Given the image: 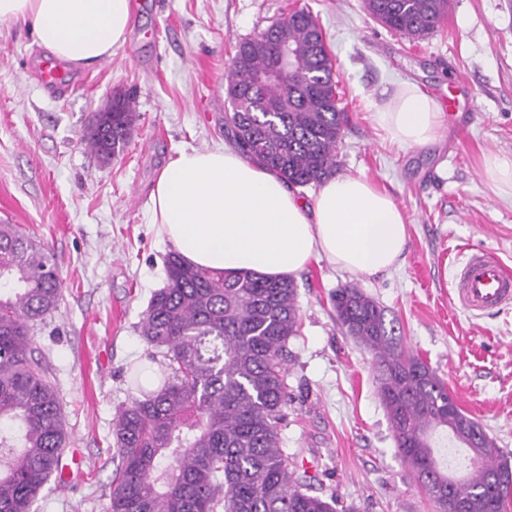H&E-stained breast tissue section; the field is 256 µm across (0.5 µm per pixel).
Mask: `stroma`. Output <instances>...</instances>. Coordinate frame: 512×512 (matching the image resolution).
I'll return each mask as SVG.
<instances>
[{
  "instance_id": "obj_1",
  "label": "stroma",
  "mask_w": 512,
  "mask_h": 512,
  "mask_svg": "<svg viewBox=\"0 0 512 512\" xmlns=\"http://www.w3.org/2000/svg\"><path fill=\"white\" fill-rule=\"evenodd\" d=\"M132 2L125 43L74 68L56 98L34 73L47 50L26 26L0 27V213L54 256L62 298L34 328V344L63 399L67 446L83 456L73 476L51 478L32 512H109L112 420L136 395L128 371L148 355L138 325L172 250L150 222L153 182L177 150L228 146L225 71L235 45L301 8L335 60L345 113L335 172L388 192L409 241L386 275L357 281L322 259L295 279L299 332L288 345L281 438L313 493L348 512H436L397 452L372 357L337 322L331 295L354 283L378 302L405 350L512 453V305L472 316L452 302L472 249L512 267V197L497 194L482 168L485 154L512 157V0H450L419 41L382 26L364 0ZM460 79L470 107L445 115L429 144L399 148L372 118L394 83H417L439 100ZM122 92L133 93L139 120L123 154L104 164L80 137Z\"/></svg>"
}]
</instances>
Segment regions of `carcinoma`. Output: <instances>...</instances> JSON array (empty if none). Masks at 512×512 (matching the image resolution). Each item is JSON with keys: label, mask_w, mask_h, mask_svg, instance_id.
Wrapping results in <instances>:
<instances>
[{"label": "carcinoma", "mask_w": 512, "mask_h": 512, "mask_svg": "<svg viewBox=\"0 0 512 512\" xmlns=\"http://www.w3.org/2000/svg\"><path fill=\"white\" fill-rule=\"evenodd\" d=\"M390 31L422 39L448 0H365ZM291 49L290 68L264 85L258 76ZM335 64L314 16L294 10L239 41L230 59L224 127L242 155L285 183H321L335 167L342 112ZM130 94L112 98L81 136L110 163L130 142L139 116ZM167 285L156 291L139 326L157 364L140 375L138 396L113 418L118 464L110 512H338L337 501L308 491L282 447L288 405L289 340L297 335L296 287L288 280L230 275L166 259ZM61 279L50 251L16 224H0V512H31L66 448L64 410L31 330L52 314ZM346 333L372 356L379 398L398 452L437 512L448 502L467 512H507L512 461L459 408L448 384L406 353L384 310L355 285L332 295ZM468 450V472L448 475L436 433Z\"/></svg>", "instance_id": "carcinoma-1"}]
</instances>
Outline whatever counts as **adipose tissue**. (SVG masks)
Here are the masks:
<instances>
[{
	"label": "adipose tissue",
	"instance_id": "adipose-tissue-1",
	"mask_svg": "<svg viewBox=\"0 0 512 512\" xmlns=\"http://www.w3.org/2000/svg\"><path fill=\"white\" fill-rule=\"evenodd\" d=\"M130 15V0H0V24L29 23L39 46L79 67L111 57ZM373 117L400 147L434 141L441 126L437 103L412 82L385 93ZM150 199L159 234L185 263L233 275L290 280L323 258L372 278L396 267L407 248L402 208L368 178H330L310 204L225 147L179 150Z\"/></svg>",
	"mask_w": 512,
	"mask_h": 512
}]
</instances>
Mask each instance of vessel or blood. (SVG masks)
<instances>
[{
	"instance_id": "b4317fda",
	"label": "vessel or blood",
	"mask_w": 512,
	"mask_h": 512,
	"mask_svg": "<svg viewBox=\"0 0 512 512\" xmlns=\"http://www.w3.org/2000/svg\"><path fill=\"white\" fill-rule=\"evenodd\" d=\"M37 78L49 93L61 94L71 75L61 63L50 59L39 65ZM453 302L474 315L500 311L512 303V268L494 251L479 248L470 252L455 275Z\"/></svg>"
}]
</instances>
